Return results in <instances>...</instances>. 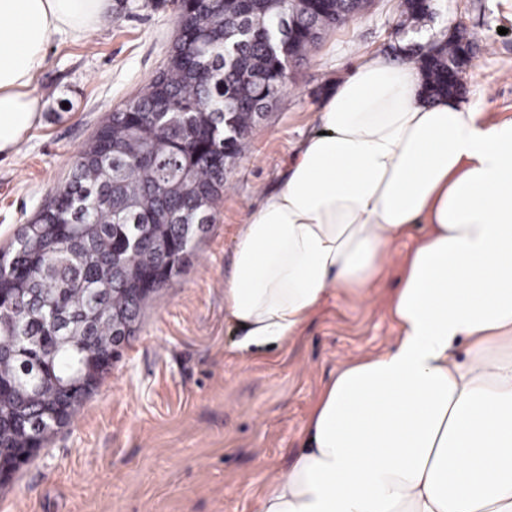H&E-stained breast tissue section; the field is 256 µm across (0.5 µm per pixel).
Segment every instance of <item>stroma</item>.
<instances>
[{"label": "stroma", "mask_w": 512, "mask_h": 512, "mask_svg": "<svg viewBox=\"0 0 512 512\" xmlns=\"http://www.w3.org/2000/svg\"><path fill=\"white\" fill-rule=\"evenodd\" d=\"M406 22L400 0H370L293 67L292 79L235 161L212 226L182 272L153 294L139 329L70 424L0 486V512H253L266 478L286 472L309 412L344 363L382 351L389 303L415 246L395 244L369 300L336 295L282 346L239 351L224 308L239 232L260 194L318 127L326 87L365 53L409 61L415 45L464 25L478 36L467 88L486 91L489 117L512 116V8L504 0H432ZM175 0H121L98 30L54 43L36 76L45 107L0 155V247L68 178L75 157L166 61L178 35Z\"/></svg>", "instance_id": "obj_1"}]
</instances>
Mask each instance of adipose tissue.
I'll list each match as a JSON object with an SVG mask.
<instances>
[{"instance_id": "adipose-tissue-1", "label": "adipose tissue", "mask_w": 512, "mask_h": 512, "mask_svg": "<svg viewBox=\"0 0 512 512\" xmlns=\"http://www.w3.org/2000/svg\"><path fill=\"white\" fill-rule=\"evenodd\" d=\"M112 4L0 0V154L44 108L50 45ZM483 106L480 89L425 99L413 65L365 55L244 224L224 285L242 351L295 338L329 296L367 297L419 237L396 336L337 371L255 512H512V117Z\"/></svg>"}]
</instances>
